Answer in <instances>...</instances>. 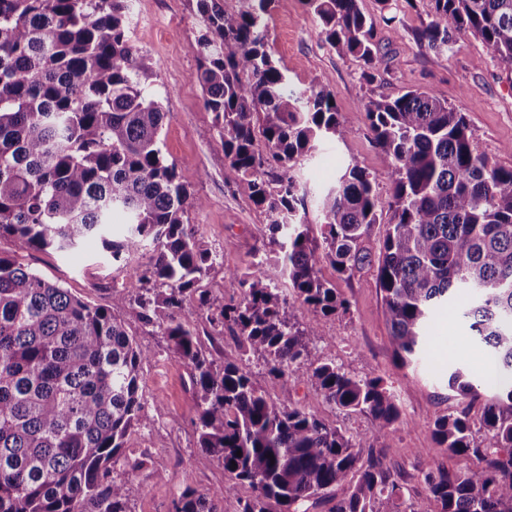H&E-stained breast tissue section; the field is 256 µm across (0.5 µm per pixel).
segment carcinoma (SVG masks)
<instances>
[{"mask_svg": "<svg viewBox=\"0 0 512 512\" xmlns=\"http://www.w3.org/2000/svg\"><path fill=\"white\" fill-rule=\"evenodd\" d=\"M196 0L204 27L196 78L234 179L247 183L269 236L264 259L231 272L236 302L216 304L198 284L213 258L187 224L201 198L159 147L166 113L146 91L153 58L127 35V0H0V237L21 250L72 251L100 241L112 263L149 247L137 280L112 290L132 300L147 326L167 336L191 370L198 399L196 462H219L227 479L208 492L186 489L174 512H219L241 486L239 512H512V168L478 151L464 114L420 90L363 106L385 168L389 195L349 161L316 201L319 235L307 223L309 191L299 161L348 127L321 85L288 88L267 51L275 0ZM325 41L362 61L373 78L377 30L358 0H301ZM433 20L415 40L442 52L468 32L512 74V0H431ZM126 216L116 233L112 215ZM389 215L377 280L402 363L422 352L434 313L446 308L494 361L499 387L484 405L475 442L467 413L434 421V447L476 456L482 466L424 474L418 498L403 499L380 446L401 420L380 377L358 379L318 354L316 324L301 325L295 303L324 317L350 301L319 276V252L339 275L369 262L363 238ZM288 281L289 301L276 280ZM198 294L213 330L235 338L239 360L216 364L192 328L184 302ZM259 355L280 380L300 370L322 399L377 425L354 444L335 426L273 398L240 361ZM148 354L112 312L73 296L16 257L0 255V512H130L136 493L114 475L129 430L149 423L139 394ZM448 388L482 396L460 368ZM241 455H236V452ZM348 485L342 497L334 489Z\"/></svg>", "mask_w": 512, "mask_h": 512, "instance_id": "obj_1", "label": "carcinoma"}]
</instances>
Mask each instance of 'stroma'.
Segmentation results:
<instances>
[{"instance_id": "35a3bbf8", "label": "stroma", "mask_w": 512, "mask_h": 512, "mask_svg": "<svg viewBox=\"0 0 512 512\" xmlns=\"http://www.w3.org/2000/svg\"><path fill=\"white\" fill-rule=\"evenodd\" d=\"M359 7L375 21L382 39L383 58L370 82L363 77L358 59L340 55L325 42L318 19L300 0H276L268 18L269 49L287 74L290 87L300 91L314 83L326 86L349 129L346 140L321 143L302 163L298 175L311 193L320 194L334 184L354 158L375 176L379 196L387 197L381 156L362 112L376 92L393 98L412 88L432 92L466 115L480 152L499 166L512 168V75L496 66L482 39L465 34L451 50L437 53L417 44L413 36L416 28L431 20L428 0H417L412 8L404 0H389L385 5L380 0H359ZM128 22L135 46L156 62L146 88L166 114L162 153L175 163L181 181L205 201L204 207L188 218L198 239L216 257L202 286L218 301L239 299V284L230 274L251 264L266 239L267 226L250 198L247 183L230 177L213 116L203 106V91L195 78L200 24L195 0H130ZM0 254L18 256L47 280L107 307L112 304L113 289L135 281L137 269L151 258L150 250L145 249L127 263L114 264L93 240L65 254L52 249L21 252L7 237L0 239ZM319 268L323 279L350 300L351 310L344 316L324 318L300 304L296 307L299 320L319 323V353L334 359L352 376L382 377L394 393L402 416L385 454L405 498L421 490L422 475L428 469L442 466L464 472L478 468L476 457L429 456L425 450L433 445L435 419L462 407L476 426V439L486 442L479 427L484 399H458L445 378L448 367L457 366L465 368L472 379H482L478 359L484 356V349L470 341L467 328L444 313L431 330L432 353L401 365L390 348V326L375 266L351 278L338 275L325 258ZM115 314L137 344L150 352L141 365L139 392L144 412L151 418L149 425L134 426L125 444L126 456L147 457V465L130 472L120 464L116 471L128 474L138 489L130 503L131 512H174L178 492L223 485L224 468L195 462L198 407L189 367L171 354L158 330L138 320L133 306L116 309ZM243 366L271 396L290 395L297 405L336 426L351 441L374 433L371 420L327 404L301 374L275 382L257 358L244 361Z\"/></svg>"}]
</instances>
